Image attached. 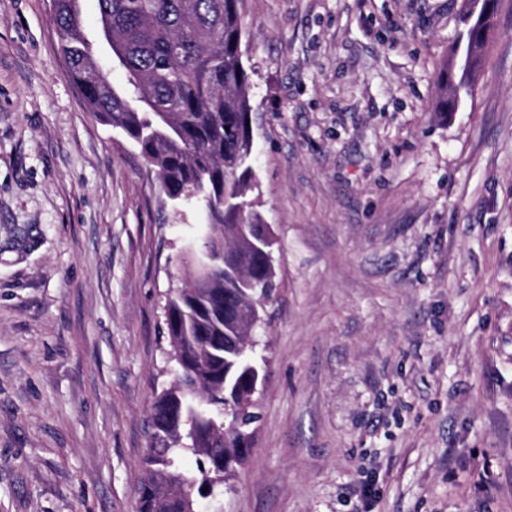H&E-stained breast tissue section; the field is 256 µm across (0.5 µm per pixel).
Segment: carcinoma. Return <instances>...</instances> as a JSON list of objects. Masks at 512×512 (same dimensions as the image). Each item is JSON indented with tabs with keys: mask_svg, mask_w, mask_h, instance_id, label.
Returning <instances> with one entry per match:
<instances>
[{
	"mask_svg": "<svg viewBox=\"0 0 512 512\" xmlns=\"http://www.w3.org/2000/svg\"><path fill=\"white\" fill-rule=\"evenodd\" d=\"M241 0H97L100 19L120 46L125 75L112 85L84 29L76 0H54L52 18L62 55L92 114L122 130L154 168L168 199L205 219L207 234L184 255L187 277L166 298L165 324L172 347L174 382L157 396L151 413L153 442L137 488L138 512H199L202 502L219 510L228 489L224 460L243 463L246 434L258 421L255 388L265 364L248 342V327L262 318L275 291L274 248L248 193L253 178V112L249 75L241 49ZM488 13L468 10L458 40L461 74L444 71L449 93L436 111H459L473 93L478 51L496 30L497 0ZM195 457L183 471L177 460Z\"/></svg>",
	"mask_w": 512,
	"mask_h": 512,
	"instance_id": "cac0c4a2",
	"label": "carcinoma"
}]
</instances>
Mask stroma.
<instances>
[{"label": "stroma", "mask_w": 512, "mask_h": 512, "mask_svg": "<svg viewBox=\"0 0 512 512\" xmlns=\"http://www.w3.org/2000/svg\"><path fill=\"white\" fill-rule=\"evenodd\" d=\"M242 0L276 298L221 512H512V0ZM202 218L89 112L49 0H0V512H137ZM486 8L488 13L485 17L482 13L473 15L472 9H469L464 15L463 29L452 47L453 56L457 60L459 58V41L467 44L465 56L459 58L461 74L458 82H455L453 74L448 72L447 67L439 75L441 84L446 91L437 103L436 112H441L444 117L448 118V114L451 112H458L463 98L468 100L472 97V75L482 62L478 51L491 41L496 30L497 0H487Z\"/></svg>", "instance_id": "stroma-1"}]
</instances>
